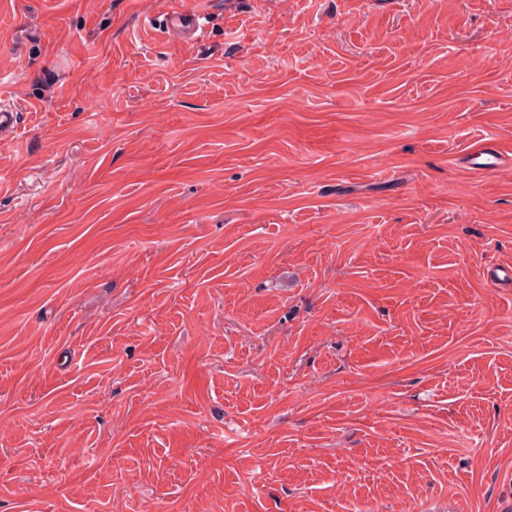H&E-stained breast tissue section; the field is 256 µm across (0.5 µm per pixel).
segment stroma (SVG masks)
<instances>
[{"instance_id":"1","label":"stroma","mask_w":512,"mask_h":512,"mask_svg":"<svg viewBox=\"0 0 512 512\" xmlns=\"http://www.w3.org/2000/svg\"><path fill=\"white\" fill-rule=\"evenodd\" d=\"M0 95V512H512V0H0ZM208 24L205 13L181 6L173 8L165 15L167 32L185 42L197 43L204 40L208 34ZM465 158L470 169L491 171L500 165L502 155L491 140L483 139L467 150Z\"/></svg>"}]
</instances>
